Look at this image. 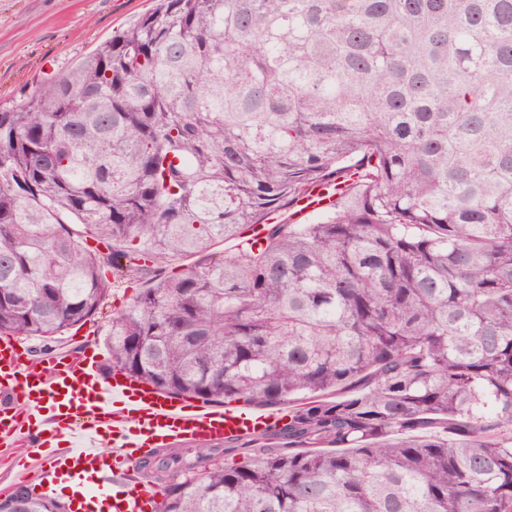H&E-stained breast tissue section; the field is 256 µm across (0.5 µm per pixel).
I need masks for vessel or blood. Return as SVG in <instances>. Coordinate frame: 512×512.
<instances>
[{"mask_svg": "<svg viewBox=\"0 0 512 512\" xmlns=\"http://www.w3.org/2000/svg\"><path fill=\"white\" fill-rule=\"evenodd\" d=\"M0 394L11 400L0 409V447L48 461L40 474L46 486L80 482L72 512H153L159 489L133 493L99 483V475L138 462L146 448L221 445L279 419L271 410L199 404L119 372L105 374L87 351L34 363L11 336L0 337ZM105 438L111 449L102 448Z\"/></svg>", "mask_w": 512, "mask_h": 512, "instance_id": "vessel-or-blood-1", "label": "vessel or blood"}]
</instances>
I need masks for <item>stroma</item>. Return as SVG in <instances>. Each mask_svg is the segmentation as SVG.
I'll use <instances>...</instances> for the list:
<instances>
[{
    "label": "stroma",
    "instance_id": "1",
    "mask_svg": "<svg viewBox=\"0 0 512 512\" xmlns=\"http://www.w3.org/2000/svg\"><path fill=\"white\" fill-rule=\"evenodd\" d=\"M154 6V0H0V111L20 104L47 74L79 66ZM133 293L117 283L94 321L63 336L58 352L92 350L109 364L106 331Z\"/></svg>",
    "mask_w": 512,
    "mask_h": 512
}]
</instances>
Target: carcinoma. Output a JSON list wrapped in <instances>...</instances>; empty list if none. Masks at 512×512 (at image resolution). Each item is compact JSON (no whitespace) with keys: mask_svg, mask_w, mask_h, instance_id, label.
Listing matches in <instances>:
<instances>
[{"mask_svg":"<svg viewBox=\"0 0 512 512\" xmlns=\"http://www.w3.org/2000/svg\"><path fill=\"white\" fill-rule=\"evenodd\" d=\"M117 279L112 371L299 397L168 454L156 512H512V0H158L0 112V335L48 353Z\"/></svg>","mask_w":512,"mask_h":512,"instance_id":"carcinoma-1","label":"carcinoma"}]
</instances>
